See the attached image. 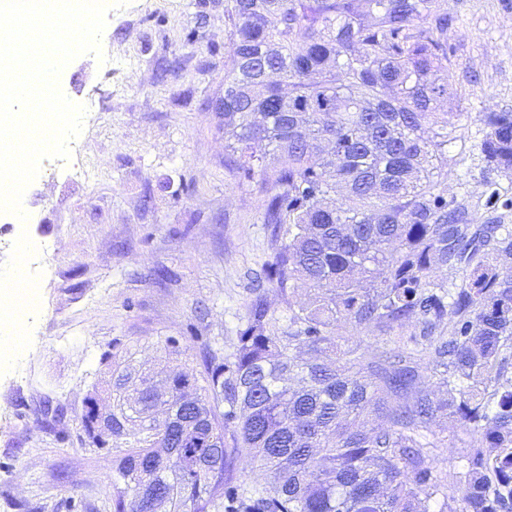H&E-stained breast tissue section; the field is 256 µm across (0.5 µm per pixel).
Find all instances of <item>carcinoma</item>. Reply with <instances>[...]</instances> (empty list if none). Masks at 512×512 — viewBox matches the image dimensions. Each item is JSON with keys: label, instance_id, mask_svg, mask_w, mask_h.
I'll list each match as a JSON object with an SVG mask.
<instances>
[{"label": "carcinoma", "instance_id": "carcinoma-1", "mask_svg": "<svg viewBox=\"0 0 512 512\" xmlns=\"http://www.w3.org/2000/svg\"><path fill=\"white\" fill-rule=\"evenodd\" d=\"M224 17V148L265 193L282 311L254 292L231 350L204 346L161 387L112 354L109 417L96 386L81 415L84 443L112 435V512L231 495L228 512H512V195L448 194L445 0H226ZM483 123L487 164L512 178V112ZM347 326L394 347L367 361ZM448 409L472 439L442 477L430 424Z\"/></svg>", "mask_w": 512, "mask_h": 512}]
</instances>
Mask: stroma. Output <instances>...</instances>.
I'll list each match as a JSON object with an SVG mask.
<instances>
[{
    "label": "stroma",
    "mask_w": 512,
    "mask_h": 512,
    "mask_svg": "<svg viewBox=\"0 0 512 512\" xmlns=\"http://www.w3.org/2000/svg\"><path fill=\"white\" fill-rule=\"evenodd\" d=\"M99 53L58 84L86 114L81 156L94 181L41 164L26 224L0 222V278L20 238L52 244L22 354L0 362V512H112V451L85 445L80 416L103 362L129 347L156 369L171 340L194 354L230 345L264 277V194L224 157L225 0H107ZM449 107L465 146L448 147V191L497 180L483 159V115L512 112V0H447ZM59 409L46 424L44 407ZM437 470H460L470 436L454 418Z\"/></svg>",
    "instance_id": "1"
}]
</instances>
